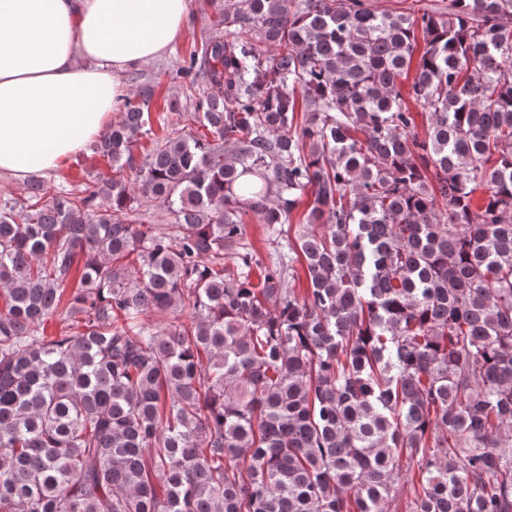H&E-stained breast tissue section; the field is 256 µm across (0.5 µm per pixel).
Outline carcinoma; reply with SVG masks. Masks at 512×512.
I'll return each mask as SVG.
<instances>
[{
	"label": "carcinoma",
	"mask_w": 512,
	"mask_h": 512,
	"mask_svg": "<svg viewBox=\"0 0 512 512\" xmlns=\"http://www.w3.org/2000/svg\"><path fill=\"white\" fill-rule=\"evenodd\" d=\"M219 24L192 132L136 160L145 87L111 176L0 200V512H512V0ZM246 239L254 251L266 262H269V251L272 248L265 225L258 215L250 212L245 216Z\"/></svg>",
	"instance_id": "obj_1"
}]
</instances>
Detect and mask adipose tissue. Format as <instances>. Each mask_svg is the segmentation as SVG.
<instances>
[{"label": "adipose tissue", "mask_w": 512, "mask_h": 512, "mask_svg": "<svg viewBox=\"0 0 512 512\" xmlns=\"http://www.w3.org/2000/svg\"><path fill=\"white\" fill-rule=\"evenodd\" d=\"M190 0H0V179L59 169L114 119L123 75L169 49Z\"/></svg>", "instance_id": "adipose-tissue-1"}]
</instances>
